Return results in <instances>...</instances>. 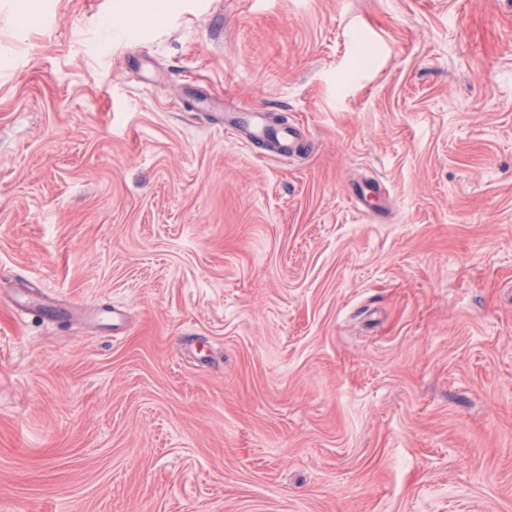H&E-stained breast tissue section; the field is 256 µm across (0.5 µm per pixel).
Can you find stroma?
I'll return each mask as SVG.
<instances>
[{"label": "stroma", "mask_w": 512, "mask_h": 512, "mask_svg": "<svg viewBox=\"0 0 512 512\" xmlns=\"http://www.w3.org/2000/svg\"><path fill=\"white\" fill-rule=\"evenodd\" d=\"M121 5L0 0V512H512V0ZM122 6L123 17L128 15L158 17L163 10L165 0H126ZM232 129L239 132L251 140L267 141L276 139L279 141H288V143L301 142L300 132L296 128L288 127L278 128L270 127L264 120L263 114L255 109H244L240 111L232 121Z\"/></svg>", "instance_id": "obj_1"}]
</instances>
